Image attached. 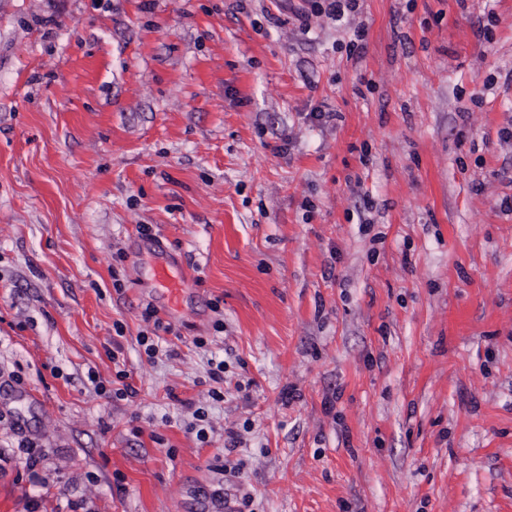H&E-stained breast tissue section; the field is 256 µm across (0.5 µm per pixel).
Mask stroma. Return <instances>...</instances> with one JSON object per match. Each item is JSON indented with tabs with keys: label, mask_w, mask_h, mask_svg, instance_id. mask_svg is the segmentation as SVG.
I'll list each match as a JSON object with an SVG mask.
<instances>
[{
	"label": "stroma",
	"mask_w": 512,
	"mask_h": 512,
	"mask_svg": "<svg viewBox=\"0 0 512 512\" xmlns=\"http://www.w3.org/2000/svg\"><path fill=\"white\" fill-rule=\"evenodd\" d=\"M311 10L0 0V512H512V0Z\"/></svg>",
	"instance_id": "35a3bbf8"
}]
</instances>
